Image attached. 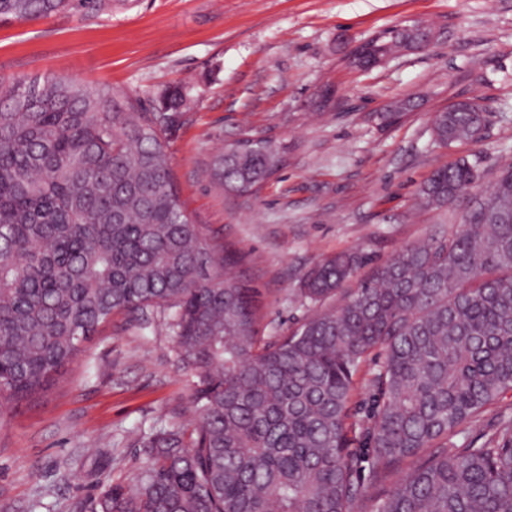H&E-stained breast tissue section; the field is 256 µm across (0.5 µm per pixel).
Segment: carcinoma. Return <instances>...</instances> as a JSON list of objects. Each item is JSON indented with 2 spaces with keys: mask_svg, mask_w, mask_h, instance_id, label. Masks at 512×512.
Instances as JSON below:
<instances>
[{
  "mask_svg": "<svg viewBox=\"0 0 512 512\" xmlns=\"http://www.w3.org/2000/svg\"><path fill=\"white\" fill-rule=\"evenodd\" d=\"M137 2L0 0V22ZM392 32V53L421 41ZM188 99L176 85L146 109L85 81L0 79V401L45 390L113 314L168 310L194 420L140 433L137 485L106 488L92 512H365L376 491V512H512V415L472 430L512 392V163L467 223L396 250L338 307L326 303L361 258L317 262L299 288L308 315L265 341L241 255L211 243L179 198L168 144ZM485 126L478 102L432 118L441 145L479 141ZM287 157L281 139L229 144L206 175L255 194ZM476 173L467 159L436 169L422 203L457 201ZM374 352L362 450L350 404Z\"/></svg>",
  "mask_w": 512,
  "mask_h": 512,
  "instance_id": "cac0c4a2",
  "label": "carcinoma"
}]
</instances>
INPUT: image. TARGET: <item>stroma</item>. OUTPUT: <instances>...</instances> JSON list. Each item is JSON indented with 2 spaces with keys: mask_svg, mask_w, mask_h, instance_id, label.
<instances>
[{
  "mask_svg": "<svg viewBox=\"0 0 512 512\" xmlns=\"http://www.w3.org/2000/svg\"><path fill=\"white\" fill-rule=\"evenodd\" d=\"M406 20L440 29L424 51L370 68L351 49ZM82 79L140 96L191 88L169 143L180 200L215 244L229 243L262 293L263 336L306 316L303 274L358 252L365 277L400 247L452 231L512 158V0H140L85 20L58 13L0 24V78ZM480 98L479 142H434L431 117ZM412 100L380 128L367 113ZM288 142L286 166L258 195L212 187L225 144L257 132ZM477 164L467 196L435 208L418 189L434 170ZM163 315L117 314L47 391L0 407V505L9 512H91L107 485L135 487L146 458L138 431L193 419L190 380Z\"/></svg>",
  "mask_w": 512,
  "mask_h": 512,
  "instance_id": "1",
  "label": "stroma"
}]
</instances>
